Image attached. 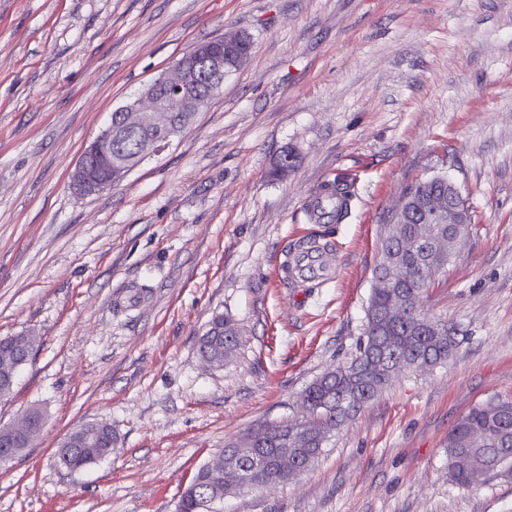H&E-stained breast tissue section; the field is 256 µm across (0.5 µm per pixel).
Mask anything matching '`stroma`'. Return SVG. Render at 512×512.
Wrapping results in <instances>:
<instances>
[{"mask_svg": "<svg viewBox=\"0 0 512 512\" xmlns=\"http://www.w3.org/2000/svg\"><path fill=\"white\" fill-rule=\"evenodd\" d=\"M254 48L182 136L111 189L69 170L112 112L199 42ZM288 177L270 169L284 150ZM338 224L310 202L338 176ZM443 175L475 226L421 299L458 346L407 369L332 432L298 478L224 512H512V471L448 478V433L512 397V0H0V337L38 342L0 427L39 411L0 466V512H175L225 441L295 416L363 335L388 217ZM331 243L330 280L281 268ZM242 343L197 352L216 315ZM110 425L111 455L57 469L68 433Z\"/></svg>", "mask_w": 512, "mask_h": 512, "instance_id": "obj_1", "label": "stroma"}]
</instances>
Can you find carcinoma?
Returning a JSON list of instances; mask_svg holds the SVG:
<instances>
[{"instance_id": "obj_1", "label": "carcinoma", "mask_w": 512, "mask_h": 512, "mask_svg": "<svg viewBox=\"0 0 512 512\" xmlns=\"http://www.w3.org/2000/svg\"><path fill=\"white\" fill-rule=\"evenodd\" d=\"M394 250L408 268L401 290L417 299L440 276L427 262L429 245L417 240L400 248L381 240L380 253ZM397 293L394 288H375L367 311L364 336L354 357L328 370L305 390L306 416L274 423V429L255 430L263 437L261 454L266 465L249 457V449H230L227 463L242 472L238 488H262L269 481H285L283 470L276 468V449H288V458L300 472L308 470L321 454L328 434L353 419L365 406L378 398L392 375L405 367L430 368L448 361L456 348L448 325L423 313L402 311L393 314ZM25 341L15 336L0 338V365L11 363ZM239 345L234 324L222 316L213 318L211 327L198 340L199 355L221 366ZM113 438L96 430L90 441L69 450L66 459L70 472L102 460L112 453ZM448 477L469 487L489 473L512 463V400L490 398L462 415L448 434ZM222 478L207 466L198 468L191 483L181 493L177 512H221L223 499L216 497L215 486Z\"/></svg>"}]
</instances>
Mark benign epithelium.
Masks as SVG:
<instances>
[{"instance_id":"1","label":"benign epithelium","mask_w":512,"mask_h":512,"mask_svg":"<svg viewBox=\"0 0 512 512\" xmlns=\"http://www.w3.org/2000/svg\"><path fill=\"white\" fill-rule=\"evenodd\" d=\"M243 33L224 36L209 43L194 46L179 59L155 77L142 93L128 99L117 108L120 113L121 128L143 132L137 154L128 156L117 145L119 135L112 125L100 130L97 136L86 145L71 172L70 187L74 193L89 196L102 192L119 181L144 160L156 156L168 148L186 129V125L176 122L173 110L160 97V89L180 98L183 111L196 116L204 111L224 87V53L238 46ZM207 86L204 95H198V83ZM424 209L435 218L437 224L468 223L469 207L461 189L452 181L448 182V192L433 194L422 202ZM415 203L413 195L405 192L399 198L392 212L389 232L390 239L404 241L407 235L406 224L410 223ZM464 239L461 234L438 235L431 239L433 252L448 264V247H457ZM381 264L386 274L376 281L379 288H396L406 275V265L391 254L385 256Z\"/></svg>"}]
</instances>
